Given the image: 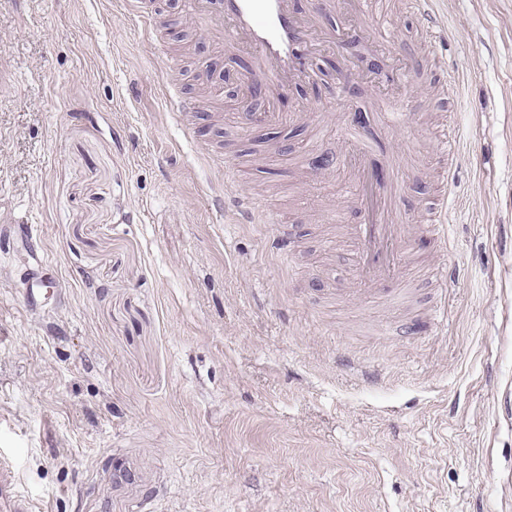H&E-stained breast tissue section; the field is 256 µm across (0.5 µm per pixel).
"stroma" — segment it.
I'll return each instance as SVG.
<instances>
[{
  "instance_id": "obj_1",
  "label": "stroma",
  "mask_w": 512,
  "mask_h": 512,
  "mask_svg": "<svg viewBox=\"0 0 512 512\" xmlns=\"http://www.w3.org/2000/svg\"><path fill=\"white\" fill-rule=\"evenodd\" d=\"M432 8L436 42L408 0L376 5L395 81L350 76L352 108L407 100L383 136L413 271L386 303L356 291L352 174L312 165L345 149L335 51L290 93L288 128L246 130L205 73L250 57L166 0L151 28L128 0H0V448L40 512H512V0ZM443 188L447 251L417 230ZM224 209H230L239 224H257L258 212L250 196L239 195L224 200Z\"/></svg>"
}]
</instances>
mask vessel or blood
Returning a JSON list of instances; mask_svg holds the SVG:
<instances>
[{
    "mask_svg": "<svg viewBox=\"0 0 512 512\" xmlns=\"http://www.w3.org/2000/svg\"><path fill=\"white\" fill-rule=\"evenodd\" d=\"M412 4L425 19L430 39H437L444 25L431 10L430 0H412ZM184 6L213 37L230 33L253 56L248 81L267 107L261 112L238 113L239 123L255 128L287 125L291 116L280 107L283 98L293 86L312 81L316 75L309 64L316 18L300 19L293 0H184ZM346 135L351 144L346 163L357 173L356 192L363 213L362 221L349 227L357 257L356 276L362 283L377 287L380 299L387 301L395 296L391 284L400 268L409 264L411 229L389 220L396 190L382 176L380 166L368 162L367 137L354 127L347 128ZM224 206L233 212L237 223L258 221L250 196L226 199ZM0 512H35L34 501L19 490L13 455L1 448Z\"/></svg>",
    "mask_w": 512,
    "mask_h": 512,
    "instance_id": "obj_1",
    "label": "vessel or blood"
}]
</instances>
